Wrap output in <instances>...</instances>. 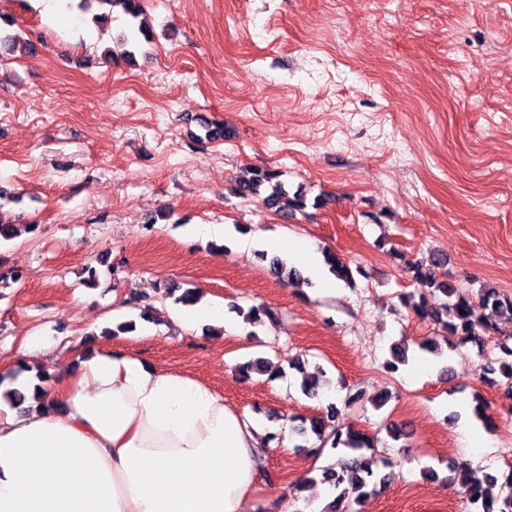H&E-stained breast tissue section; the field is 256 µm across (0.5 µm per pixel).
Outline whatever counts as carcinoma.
Returning <instances> with one entry per match:
<instances>
[{"instance_id": "carcinoma-1", "label": "carcinoma", "mask_w": 512, "mask_h": 512, "mask_svg": "<svg viewBox=\"0 0 512 512\" xmlns=\"http://www.w3.org/2000/svg\"><path fill=\"white\" fill-rule=\"evenodd\" d=\"M95 2L101 9V12L93 16V22L97 25L108 23L111 18L108 8L116 5L122 6L124 14L132 21L142 15L143 0ZM19 48L31 52L34 50V43L16 34L0 36L1 56ZM233 194L241 198H257L264 205L277 208L285 216H292L297 211L302 212L308 206L305 193L300 190L289 193L286 182L281 180V172L269 168H252L246 171V175L240 177L234 186ZM37 228L36 224H12L0 215V241H11L19 237L23 231L34 233ZM259 257L276 276L287 279L289 283L301 281L300 272L294 267H288L280 256H270L262 251ZM325 262L329 272L337 280L347 284L354 283L356 273L366 276L362 268H351L336 254H325ZM444 265L445 260L439 255L432 256L427 263L408 262L406 269L412 274V278L420 283L421 288L413 294L401 296V302L420 319L440 325L444 341L450 350L475 342L483 335L492 333L501 337V340L497 341V347L504 360L500 361L497 367L487 365L485 371L491 375L500 373L505 379L504 393L507 396L511 395L512 333H503L497 322L488 320L486 315L482 314V310H490L494 317L502 319L506 324H512V297L503 296L492 284L482 285L475 295L465 293L438 274V270ZM440 296L444 297V302L438 307L435 302ZM168 299L173 300L175 304L188 306L195 301V290H182L177 285H168L158 291L156 300L163 303ZM235 309L243 320L251 325H260L264 319L274 317L273 311L263 304L253 305L246 310L237 305ZM406 362L408 347L397 345L393 348L392 359L386 362L385 368L389 372H396L399 366ZM269 366L270 363L264 359L256 358L239 365L238 372L241 378L248 379L250 373H263ZM292 366L300 374L298 384L302 393L316 396L321 386L319 376L322 375V371L308 374L298 360L293 361ZM336 414V404L330 403L322 414L300 419V423L293 427V431L304 443L315 437L322 444H328L332 450L338 451L333 463L318 468L320 483L332 494L331 501L321 512H358L356 506L375 493L377 487L385 483V477L379 476L380 459L371 452L374 448L373 443L355 429L349 428L344 432L337 429ZM448 470L454 474V480L464 489L469 503L477 512H512V465L500 477L491 473L480 475L465 464H451Z\"/></svg>"}]
</instances>
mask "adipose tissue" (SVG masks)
I'll return each instance as SVG.
<instances>
[{
    "label": "adipose tissue",
    "mask_w": 512,
    "mask_h": 512,
    "mask_svg": "<svg viewBox=\"0 0 512 512\" xmlns=\"http://www.w3.org/2000/svg\"><path fill=\"white\" fill-rule=\"evenodd\" d=\"M0 382V512H254L259 427L201 381L117 349L21 414Z\"/></svg>",
    "instance_id": "1"
}]
</instances>
